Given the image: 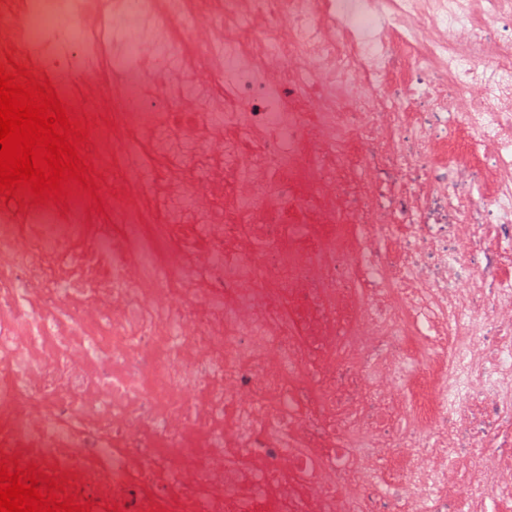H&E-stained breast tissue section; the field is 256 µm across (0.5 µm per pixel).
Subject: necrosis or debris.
<instances>
[{"label":"necrosis or debris","mask_w":512,"mask_h":512,"mask_svg":"<svg viewBox=\"0 0 512 512\" xmlns=\"http://www.w3.org/2000/svg\"><path fill=\"white\" fill-rule=\"evenodd\" d=\"M8 57L102 177L0 201V455L91 512H512V0H0Z\"/></svg>","instance_id":"4bbe7bcc"}]
</instances>
